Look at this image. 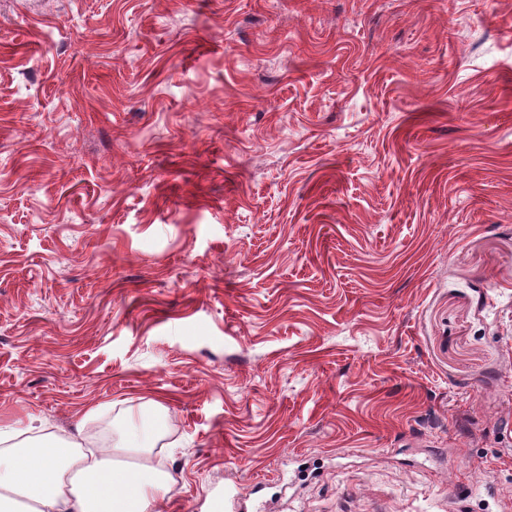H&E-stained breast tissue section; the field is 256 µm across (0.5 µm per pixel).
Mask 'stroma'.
<instances>
[{"mask_svg": "<svg viewBox=\"0 0 512 512\" xmlns=\"http://www.w3.org/2000/svg\"><path fill=\"white\" fill-rule=\"evenodd\" d=\"M156 402V512H512V0H0V429Z\"/></svg>", "mask_w": 512, "mask_h": 512, "instance_id": "1", "label": "stroma"}]
</instances>
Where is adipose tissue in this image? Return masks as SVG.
Here are the masks:
<instances>
[{
  "label": "adipose tissue",
  "instance_id": "obj_1",
  "mask_svg": "<svg viewBox=\"0 0 512 512\" xmlns=\"http://www.w3.org/2000/svg\"><path fill=\"white\" fill-rule=\"evenodd\" d=\"M158 406L125 421L103 449L45 433L0 449V512H153L172 475L155 464Z\"/></svg>",
  "mask_w": 512,
  "mask_h": 512
}]
</instances>
